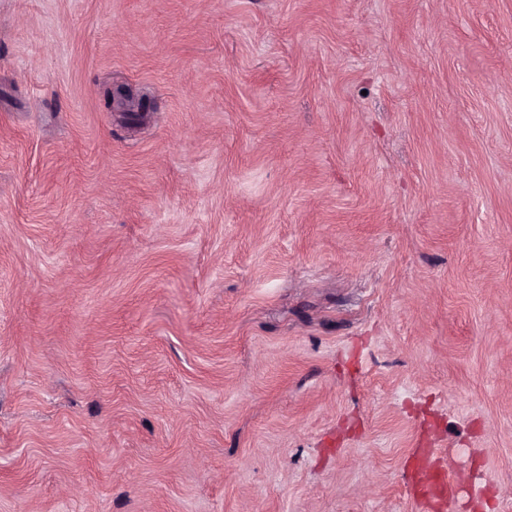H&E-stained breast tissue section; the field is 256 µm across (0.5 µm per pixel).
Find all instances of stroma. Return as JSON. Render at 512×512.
Returning a JSON list of instances; mask_svg holds the SVG:
<instances>
[{
  "label": "stroma",
  "mask_w": 512,
  "mask_h": 512,
  "mask_svg": "<svg viewBox=\"0 0 512 512\" xmlns=\"http://www.w3.org/2000/svg\"><path fill=\"white\" fill-rule=\"evenodd\" d=\"M512 512V0H0V512ZM422 467L431 472L436 477V481L429 488L420 490V495L432 500L436 505V510H445L447 502L452 501L455 496L452 479L448 478L446 474L433 471L428 461H425Z\"/></svg>",
  "instance_id": "35a3bbf8"
}]
</instances>
